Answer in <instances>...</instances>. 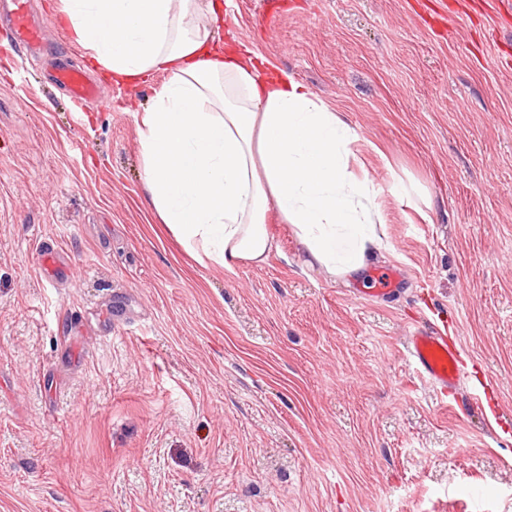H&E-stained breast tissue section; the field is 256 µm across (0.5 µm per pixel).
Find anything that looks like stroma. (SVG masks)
<instances>
[{"label":"stroma","mask_w":512,"mask_h":512,"mask_svg":"<svg viewBox=\"0 0 512 512\" xmlns=\"http://www.w3.org/2000/svg\"><path fill=\"white\" fill-rule=\"evenodd\" d=\"M221 3L223 42L356 133L380 248L307 267L272 210L266 264L200 260L151 212L127 110L165 73L75 112L0 29V512H512V0ZM429 323L468 364L457 417L405 348Z\"/></svg>","instance_id":"1"}]
</instances>
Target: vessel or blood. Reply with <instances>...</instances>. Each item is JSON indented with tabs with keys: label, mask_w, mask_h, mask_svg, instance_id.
<instances>
[{
	"label": "vessel or blood",
	"mask_w": 512,
	"mask_h": 512,
	"mask_svg": "<svg viewBox=\"0 0 512 512\" xmlns=\"http://www.w3.org/2000/svg\"><path fill=\"white\" fill-rule=\"evenodd\" d=\"M9 12L12 43L28 53L39 50L42 32L31 19L29 0H10ZM54 79L78 106L83 107L99 99L96 85L73 66L59 64ZM406 348L420 374L440 391L452 390L464 373L456 346L438 330L415 329L406 339Z\"/></svg>",
	"instance_id": "vessel-or-blood-1"
}]
</instances>
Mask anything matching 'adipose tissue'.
<instances>
[{"mask_svg": "<svg viewBox=\"0 0 512 512\" xmlns=\"http://www.w3.org/2000/svg\"><path fill=\"white\" fill-rule=\"evenodd\" d=\"M90 66L120 85L166 72L139 115L151 209L188 250L234 271L276 249L277 208L308 264L361 271L383 224L367 179L350 169L356 136L287 73L265 75L225 50L217 0H57Z\"/></svg>", "mask_w": 512, "mask_h": 512, "instance_id": "obj_1", "label": "adipose tissue"}]
</instances>
